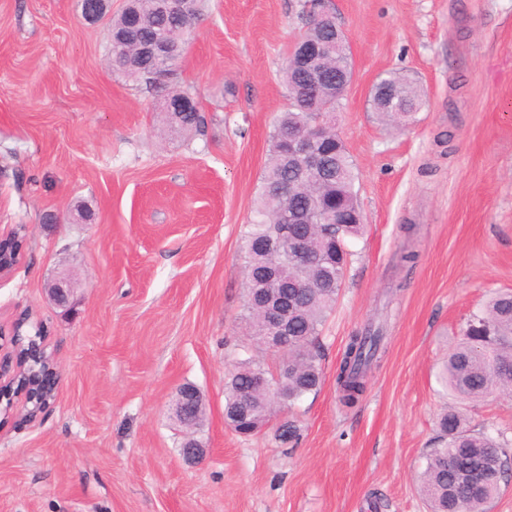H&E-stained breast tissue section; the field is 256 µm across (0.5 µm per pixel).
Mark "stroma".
<instances>
[{
    "mask_svg": "<svg viewBox=\"0 0 512 512\" xmlns=\"http://www.w3.org/2000/svg\"><path fill=\"white\" fill-rule=\"evenodd\" d=\"M303 5L204 0L178 73L208 127L181 136L161 92L112 69L107 23L79 0H0V235L28 230L0 278V334L32 313L56 368L48 409L0 420V512H429L419 475L446 407L512 442V396L461 400L438 381L471 316L512 290V0H331L354 71L335 127L364 232L318 391L257 436L224 425L249 344L241 247ZM389 71L424 93L404 126L370 106ZM60 275L67 309L49 299ZM370 324L386 354L347 406L336 369ZM187 383L204 404L195 462L173 416ZM281 420L296 446L276 440Z\"/></svg>",
    "mask_w": 512,
    "mask_h": 512,
    "instance_id": "35a3bbf8",
    "label": "stroma"
}]
</instances>
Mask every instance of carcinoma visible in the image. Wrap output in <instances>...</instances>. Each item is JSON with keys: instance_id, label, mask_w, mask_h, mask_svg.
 Masks as SVG:
<instances>
[{"instance_id": "carcinoma-1", "label": "carcinoma", "mask_w": 512, "mask_h": 512, "mask_svg": "<svg viewBox=\"0 0 512 512\" xmlns=\"http://www.w3.org/2000/svg\"><path fill=\"white\" fill-rule=\"evenodd\" d=\"M188 15L170 9L167 0H127L124 8L108 23L112 35L110 60L115 71L124 77L144 81L166 91L164 103L174 107L166 113L169 127L179 134H203L207 117L199 102L177 86L176 62L192 37L201 14L200 0L186 4ZM349 64L348 51L323 59L330 75L321 100L309 93L302 69L295 61L284 69L288 88L287 109L274 128L272 150L258 194L254 218L244 238V272L246 289L265 288L264 260L258 256L257 244L278 240L282 224L295 235L309 238L313 260L300 268L293 260H284L286 243L278 248L280 277L277 284L287 288L295 304L289 318L294 344L290 349L292 371L278 381V389L288 396V405L315 391L322 382L320 335L336 303L352 261L350 243L358 238L363 224L353 221L360 214L355 192L356 174L346 147H336L328 159L321 182L312 187L299 177L295 162L281 147V132L299 131L316 118L318 107H336V73ZM395 89L393 112L383 105L376 107L379 116L397 124L412 119L423 105V95L411 78L389 72L385 76ZM341 206L338 222L320 223L306 208L312 194ZM471 323L482 324L488 334L474 336L471 328L448 353L439 379L455 397L479 401L492 394H512V292H499L485 307L473 315ZM385 336L380 327L368 326L353 333L346 345L336 382L344 403L354 404L365 391L364 376L381 359ZM259 374L272 376L271 367L254 358L239 359L229 371L224 385V409L236 408L247 399L251 421L244 431L260 429L269 420L272 406L268 391L255 384ZM441 445L430 449L421 488L430 502L431 512H490L491 502L512 479V445L484 430L466 427L461 415L450 409L438 421ZM496 462L494 473L479 490H472L461 478L460 468Z\"/></svg>"}]
</instances>
